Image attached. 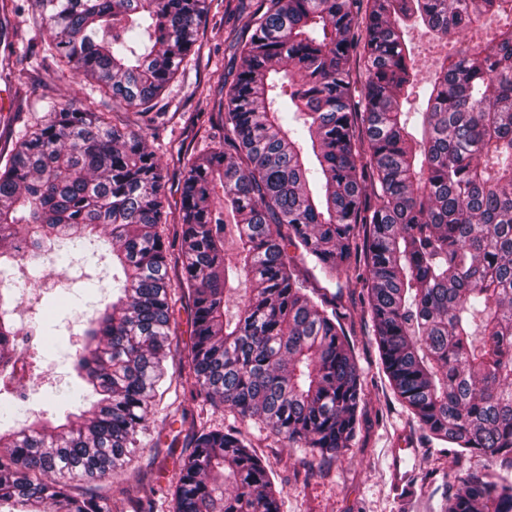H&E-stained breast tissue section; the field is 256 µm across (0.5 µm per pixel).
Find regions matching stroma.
Masks as SVG:
<instances>
[{
	"label": "stroma",
	"mask_w": 512,
	"mask_h": 512,
	"mask_svg": "<svg viewBox=\"0 0 512 512\" xmlns=\"http://www.w3.org/2000/svg\"><path fill=\"white\" fill-rule=\"evenodd\" d=\"M209 10L199 29L201 47L179 70L159 98V116L144 129L149 149L168 173L165 193L171 210L181 206L182 158L190 153L205 156L223 142L224 131L216 120L224 102V81L235 74L239 61L228 47L234 18L226 13L225 0H207ZM9 36L14 53L0 73V152L11 150L15 139L43 120L46 100L94 103L108 112L112 101L95 83L59 67L42 52L48 32L35 23L30 11L11 17ZM307 287L325 289L338 304L350 308L347 328L355 343L358 363L369 378L368 395L355 444L331 461L312 459L299 448H288L275 437L257 442V452L282 484V512H440L447 490L457 488L458 468L451 456L435 448L418 423L393 397L381 373L373 326L362 313L359 291L346 283L326 281L322 273L305 266ZM15 299L11 304L18 328L34 331L26 347L30 379L9 382L10 393L30 398L36 417L56 419L62 394L78 378L72 354L82 346L83 322L93 304L112 296V257L103 242L86 243L70 265L50 260L27 262L12 268ZM178 323L165 362L163 394L149 413L152 442L136 448L132 466L158 478L157 512H170V478L184 452L176 411L184 410L210 427L233 423V415L193 401L189 385L178 376L180 361L190 345V316L184 302H177ZM407 474L410 491L399 492L394 471Z\"/></svg>",
	"instance_id": "1"
}]
</instances>
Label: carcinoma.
<instances>
[{
  "label": "carcinoma",
  "mask_w": 512,
  "mask_h": 512,
  "mask_svg": "<svg viewBox=\"0 0 512 512\" xmlns=\"http://www.w3.org/2000/svg\"><path fill=\"white\" fill-rule=\"evenodd\" d=\"M56 63L112 112L47 102L0 156V273L66 263L104 231L112 301L74 370L96 399L54 424L0 402V505L22 512H155L132 449L165 377L174 289L192 301L179 377L322 460L352 446L368 386L350 313L304 286L299 264L362 289L382 373L429 440L468 462L441 512H512V0H257L230 41L224 146L183 157L178 213L148 149L147 115L199 50L206 0H34ZM18 0H0V38ZM498 19L491 40L480 22ZM454 43L426 87L420 133L403 105L418 70L405 36ZM231 215L233 224L225 221ZM178 224L180 252L159 231ZM236 253H224L227 230ZM249 292L233 314L234 282ZM0 292V382L19 329ZM172 512H281L251 439L183 411ZM103 481L76 494L73 483Z\"/></svg>",
  "instance_id": "obj_1"
}]
</instances>
